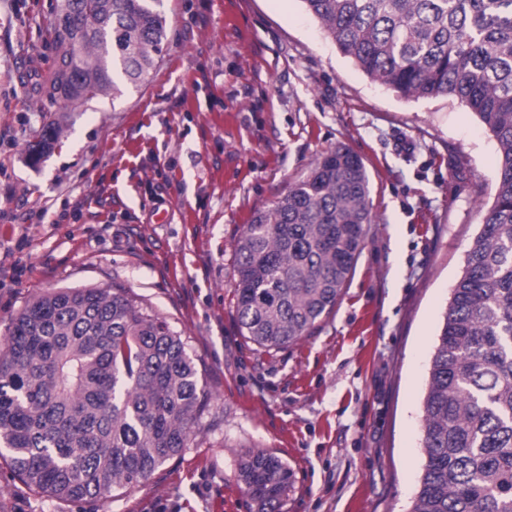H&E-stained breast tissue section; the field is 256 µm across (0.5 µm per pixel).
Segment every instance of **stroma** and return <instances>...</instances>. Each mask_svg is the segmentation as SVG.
<instances>
[{"label":"stroma","mask_w":512,"mask_h":512,"mask_svg":"<svg viewBox=\"0 0 512 512\" xmlns=\"http://www.w3.org/2000/svg\"><path fill=\"white\" fill-rule=\"evenodd\" d=\"M54 4L0 0V345L39 295L123 287L181 335L207 402L183 452L109 498L43 496L0 458V512H251L237 472L255 448L293 473L284 512H410L434 341L495 194V139L459 100L370 79L301 0H163L145 83L52 107L36 88ZM339 143L365 163L375 222L334 311L261 349L236 316L237 240Z\"/></svg>","instance_id":"obj_1"}]
</instances>
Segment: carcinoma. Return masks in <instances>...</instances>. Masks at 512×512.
Segmentation results:
<instances>
[{
	"label": "carcinoma",
	"instance_id": "obj_1",
	"mask_svg": "<svg viewBox=\"0 0 512 512\" xmlns=\"http://www.w3.org/2000/svg\"><path fill=\"white\" fill-rule=\"evenodd\" d=\"M56 4L44 100L72 111L144 83L163 51L161 0ZM340 52L404 97L466 103L498 144L497 185L452 289L423 403L411 512H512V0H302ZM375 215L363 160L338 144L237 241L236 312L265 350L310 335L341 298ZM205 406L169 323L124 288L28 303L0 351V446L50 498L100 499L188 447ZM253 512H283L291 471L264 448L239 462Z\"/></svg>",
	"mask_w": 512,
	"mask_h": 512
}]
</instances>
